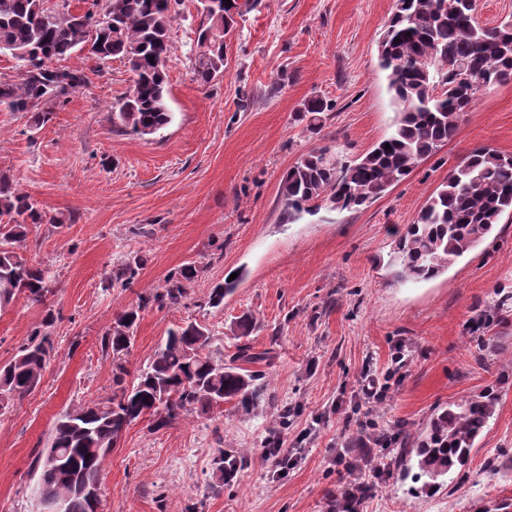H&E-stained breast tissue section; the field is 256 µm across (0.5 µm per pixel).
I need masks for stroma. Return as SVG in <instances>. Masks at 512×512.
<instances>
[{
  "label": "stroma",
  "mask_w": 512,
  "mask_h": 512,
  "mask_svg": "<svg viewBox=\"0 0 512 512\" xmlns=\"http://www.w3.org/2000/svg\"><path fill=\"white\" fill-rule=\"evenodd\" d=\"M395 0H258L226 41L224 78L199 85L188 51L197 0H183L168 63L172 123L143 138L112 125L130 89L127 63L76 53L87 84L52 119L29 131L24 113L0 107V175L51 214L59 228L31 229L19 251L56 274L54 350L40 385L0 415V512H33L31 469L60 414L112 393V361L100 341L121 307L192 263L200 273L178 305L142 311L127 356L145 365L174 325L195 321L236 351V321L251 314L247 341L272 350L265 401L245 413L224 404L213 418L186 414L155 430L127 427L102 472L99 512H333L347 474L336 447L356 448L361 424L400 441L448 402L495 385L500 400L469 465L452 484L386 471L372 480L367 512H512V217L442 275L401 282L390 265L392 233L474 147L512 155V83L482 91L457 136L366 207L320 206L295 224L279 185L308 150L330 145L353 158L387 137L394 107L378 66V40ZM314 96L334 105L320 133L297 117ZM147 262L130 288L103 290L127 256ZM247 275L220 308L212 288ZM45 316L25 296L0 309V365ZM410 356L373 411L355 395L363 374H383L397 346ZM289 415H282V407ZM302 458L281 478L262 457L272 436ZM246 461L228 484L214 475L218 449Z\"/></svg>",
  "instance_id": "stroma-1"
}]
</instances>
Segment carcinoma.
Returning <instances> with one entry per match:
<instances>
[{
  "mask_svg": "<svg viewBox=\"0 0 512 512\" xmlns=\"http://www.w3.org/2000/svg\"><path fill=\"white\" fill-rule=\"evenodd\" d=\"M0 0V52L19 62L15 80L0 79V105L30 112L31 129L50 120L68 95L83 87V70L61 64L72 54L102 63L118 57L134 74L133 84L112 106L116 127L150 137L172 122L167 101V62L174 53L170 37L182 0H89L83 12L69 10V0ZM256 0H199L195 80L210 85L224 76L225 36L234 32ZM470 0H396L379 42V66L387 72L395 107L393 132L354 160L326 145L300 155L280 182L288 223L299 221L325 201L336 210H358L405 180L424 159L452 140L463 115L478 94L512 82V21L488 26L471 15ZM331 104L321 97L305 101L300 111L317 133ZM391 149H386V146ZM512 215V157L487 146L474 148L428 197L417 220L396 232L393 262L400 281H427L443 274L457 258L480 246L503 215ZM64 220L43 211L38 202L0 176V308L26 296L47 305L52 294L49 268L31 263L16 251L30 226L60 227ZM135 256L122 264L103 288L128 287L142 270ZM194 264L172 270L161 290L113 315L101 340L112 356V395L80 402L58 418L47 448L34 459L39 478L33 493L38 512H93L75 489L72 475L87 484L101 481L112 444L129 425L145 417L154 429L187 413L207 415L235 400L247 411L265 397L262 374L251 366L273 363L272 351L237 346L230 362L209 329L196 322L168 330L145 367L131 375L130 351L140 313L151 303L178 305L198 276ZM212 289L209 304L219 307L243 279ZM55 317L45 314L40 327L0 365V414L29 395L41 382L53 341ZM499 396L491 388L435 411L416 433H406L392 466L412 469L438 487L448 474L465 467L477 438L493 417ZM239 452L222 449L216 477L229 482L239 466Z\"/></svg>",
  "mask_w": 512,
  "mask_h": 512,
  "instance_id": "cac0c4a2",
  "label": "carcinoma"
}]
</instances>
